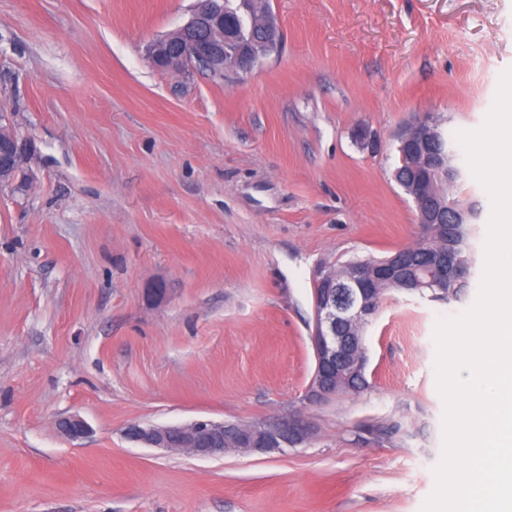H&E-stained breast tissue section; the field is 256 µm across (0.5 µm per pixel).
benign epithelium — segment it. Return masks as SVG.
<instances>
[{
  "label": "benign epithelium",
  "mask_w": 512,
  "mask_h": 512,
  "mask_svg": "<svg viewBox=\"0 0 512 512\" xmlns=\"http://www.w3.org/2000/svg\"><path fill=\"white\" fill-rule=\"evenodd\" d=\"M282 43L279 21L269 0H251L247 14L241 15L229 0H198L189 20L175 33L151 42L148 57L162 70L184 72L202 66L229 78L250 73L261 59L277 53ZM440 130L433 113L421 114L405 128L399 138L400 164L409 173L407 188L415 205L417 223L456 224L458 216L432 192L441 170L443 153L438 149ZM24 154L6 115L0 114V184L12 182L23 172ZM318 287L313 289L315 324L312 336L315 370L306 399L321 402L339 393L343 382L363 373L367 367L364 336L350 331L377 314L384 299L381 286L404 284V291L442 288L448 283V260L438 256L430 270L422 271L416 260L401 254L395 261L366 271L351 270L341 282L329 271L315 273ZM58 431L71 440L89 433L87 422L77 414L56 421ZM234 433H224V421L198 419L187 424L142 426L126 429L129 439L164 450H185L199 458L220 457L228 453H268L295 447L308 438V430L294 420L274 424L232 425Z\"/></svg>",
  "instance_id": "obj_1"
}]
</instances>
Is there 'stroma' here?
<instances>
[{"label": "stroma", "mask_w": 512, "mask_h": 512, "mask_svg": "<svg viewBox=\"0 0 512 512\" xmlns=\"http://www.w3.org/2000/svg\"><path fill=\"white\" fill-rule=\"evenodd\" d=\"M196 0H0V512H421L442 455L433 331L474 302L388 292L370 386L320 403L313 274L424 235L395 181L423 112L479 128L512 0H270L279 54L239 79L157 68ZM77 414L90 437L59 434ZM296 418L307 441L197 458L133 422ZM399 422L390 440L363 426ZM6 115L0 114V184L12 182L23 172L24 154L12 127L4 124Z\"/></svg>", "instance_id": "stroma-1"}]
</instances>
